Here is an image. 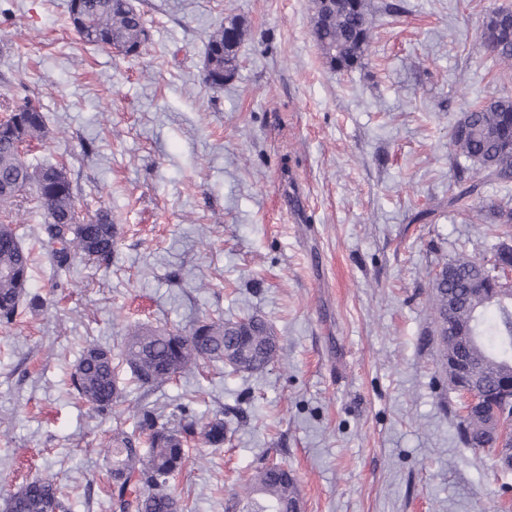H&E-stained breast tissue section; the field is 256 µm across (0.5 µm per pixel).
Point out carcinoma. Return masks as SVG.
Listing matches in <instances>:
<instances>
[{
  "instance_id": "1",
  "label": "carcinoma",
  "mask_w": 512,
  "mask_h": 512,
  "mask_svg": "<svg viewBox=\"0 0 512 512\" xmlns=\"http://www.w3.org/2000/svg\"><path fill=\"white\" fill-rule=\"evenodd\" d=\"M70 24L79 38L128 56L146 41L144 13L131 0H70ZM374 13L368 0H313L311 35L325 63L333 70L349 69L368 55ZM244 29L236 21L220 24L208 35L203 80L221 88L236 69V47ZM484 41L496 65L512 76V23L504 10L486 17ZM46 133V116L36 99L22 103L0 120V325L8 326L26 309L41 307L30 291L32 251L19 241L13 224L23 193L36 188L44 211L39 242L54 271H71L76 259L107 263L115 245L109 213L94 222L80 218L76 191L65 166L27 165L22 154ZM456 157L469 161L476 176L458 180L448 194V207L466 210L493 184L512 183V96L503 95L466 109L452 133ZM499 240L512 238V208L498 207ZM447 276L432 279L429 307L438 355L446 359L464 353L476 368L487 410L498 407L502 380L512 377V284L492 273L490 260L460 254L442 266ZM277 340L268 323L248 317L236 321L206 320L182 334L141 324L125 328L121 362L136 381L142 442L123 430L114 432L110 500L112 512H185L187 505L170 491L181 474L189 445H224L226 422L206 421L186 411L167 417L147 397L174 379L194 374L210 363H222L233 373L258 372L270 365ZM118 365L112 349L84 348L71 372L79 398L99 411L126 401L116 381ZM490 417H459L457 437L467 448L496 452L486 437ZM145 447H140V444ZM300 503L295 479L277 462L256 469L245 486L224 497V512H295ZM4 512H70L69 498L51 477L26 482L4 499Z\"/></svg>"
}]
</instances>
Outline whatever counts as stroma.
Here are the masks:
<instances>
[{
	"instance_id": "obj_1",
	"label": "stroma",
	"mask_w": 512,
	"mask_h": 512,
	"mask_svg": "<svg viewBox=\"0 0 512 512\" xmlns=\"http://www.w3.org/2000/svg\"><path fill=\"white\" fill-rule=\"evenodd\" d=\"M133 2L147 40L127 57L84 45L69 0H0V106L33 95L47 116L27 160L65 165L85 221L108 209L116 231L106 264L65 275L37 257L40 311L0 327V499L55 474L73 512H111L104 450L137 416L77 396L86 346L118 348L134 323L259 316L280 346L265 370L216 365L155 395L228 424L171 484L188 512H224L267 461L302 512H512V471L457 437L428 310L436 270L488 255L490 207H512L497 184L482 219L446 206L454 124L512 95L483 38L501 0H370V51L342 71L312 40V0ZM234 18L236 70L213 89L207 36Z\"/></svg>"
}]
</instances>
